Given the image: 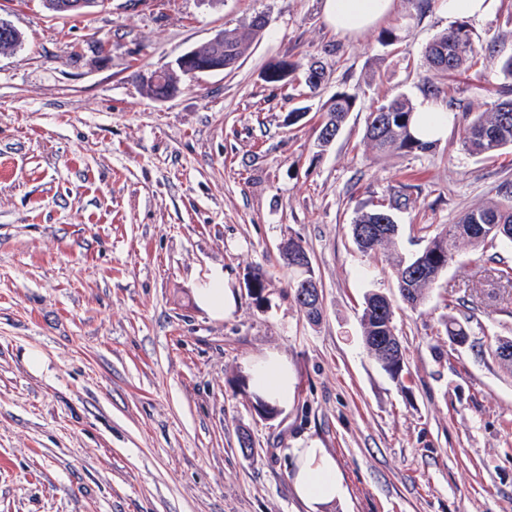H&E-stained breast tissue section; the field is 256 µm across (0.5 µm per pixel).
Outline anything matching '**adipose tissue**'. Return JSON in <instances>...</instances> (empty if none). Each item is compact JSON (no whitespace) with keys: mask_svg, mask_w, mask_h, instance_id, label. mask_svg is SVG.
Returning <instances> with one entry per match:
<instances>
[{"mask_svg":"<svg viewBox=\"0 0 512 512\" xmlns=\"http://www.w3.org/2000/svg\"><path fill=\"white\" fill-rule=\"evenodd\" d=\"M394 0H325V18L343 36L359 37L375 28L392 10ZM252 392L281 407L293 401L294 379L287 360L271 352L248 368ZM296 469L291 478L294 493L311 512L342 502L346 496L335 458L318 441L294 449Z\"/></svg>","mask_w":512,"mask_h":512,"instance_id":"obj_1","label":"adipose tissue"}]
</instances>
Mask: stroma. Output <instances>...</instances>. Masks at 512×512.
Returning <instances> with one entry per match:
<instances>
[{"label": "stroma", "instance_id": "35a3bbf8", "mask_svg": "<svg viewBox=\"0 0 512 512\" xmlns=\"http://www.w3.org/2000/svg\"><path fill=\"white\" fill-rule=\"evenodd\" d=\"M395 4L353 39L328 26L324 0H107L68 15L0 0L24 36L0 54V512H310L291 485L309 439L347 489L328 512H512V369L492 354L512 338V284L493 273L512 244L462 248L413 308L394 256L351 233L357 213L385 208L409 257L512 191V149L477 156L461 135L466 113L512 97V0L467 19L484 51L453 77L423 57L457 23L444 0ZM259 13L270 24L233 69L163 101L143 93L140 74ZM282 59L318 62L320 89L299 73L267 82ZM339 92L355 107L322 148ZM398 94L455 114L433 152L368 150L370 113ZM291 237L320 288L315 324L288 295ZM216 268L233 298L221 318L196 301ZM371 290L394 307L399 380L363 341ZM452 316L470 345L449 341ZM271 351L295 390L266 418L246 376Z\"/></svg>", "mask_w": 512, "mask_h": 512}]
</instances>
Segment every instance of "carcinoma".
Returning <instances> with one entry per match:
<instances>
[{
  "mask_svg": "<svg viewBox=\"0 0 512 512\" xmlns=\"http://www.w3.org/2000/svg\"><path fill=\"white\" fill-rule=\"evenodd\" d=\"M262 34L251 25H242L224 30V65L233 67L242 57L248 46ZM483 48L472 41L466 24L459 23L448 32L434 38L425 47V58L429 66L443 73H451L469 68L481 55ZM354 108V99L345 92H338L324 104L321 128L341 127L347 121ZM414 106L403 95L397 96L381 105L370 114L366 126L364 141L369 150L377 156L394 151L413 153L429 152L435 142L424 141L416 136L413 126ZM462 143L464 147L480 155H493L498 151L512 147V100L492 103L482 112L472 115L463 126ZM389 216L382 209L363 212L355 218L352 228L361 225L379 224ZM497 224L506 230L512 229V194L502 201L490 202L467 211L455 224H450L433 236L425 248L409 260L400 258L394 265L396 280L411 279V288L399 289L401 298L413 308L421 305L428 297L429 290L436 282L430 275L412 278V268L420 263L432 271H444L462 246L478 247L497 240V232L492 225ZM389 233L375 244L369 245L353 236L357 246L367 253L388 251L395 247L397 224L388 223ZM281 251L283 260L290 268H296L307 277H313L312 269L300 266L298 259L307 249L299 239L285 241ZM378 299L365 295L362 314V328L366 347L370 355L381 368L394 378H400L405 368L404 351L397 347L389 358L379 354L376 342L380 336L394 335V328L388 327L386 319L378 313Z\"/></svg>",
  "mask_w": 512,
  "mask_h": 512,
  "instance_id": "obj_1",
  "label": "carcinoma"
}]
</instances>
